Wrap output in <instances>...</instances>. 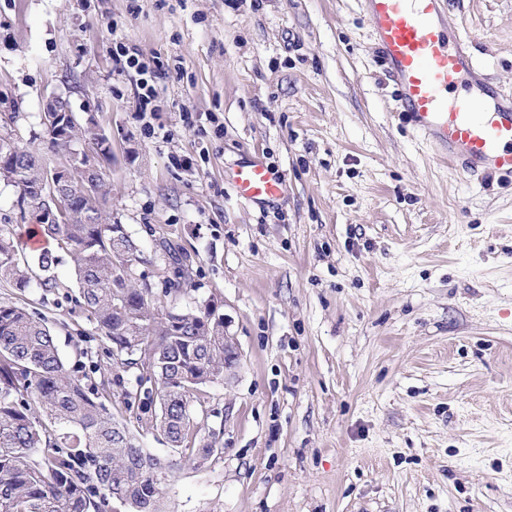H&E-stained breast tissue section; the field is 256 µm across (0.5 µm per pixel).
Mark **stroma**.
<instances>
[{
	"label": "stroma",
	"instance_id": "obj_1",
	"mask_svg": "<svg viewBox=\"0 0 512 512\" xmlns=\"http://www.w3.org/2000/svg\"><path fill=\"white\" fill-rule=\"evenodd\" d=\"M447 11L512 96V0ZM53 94L112 142L140 272L160 286L156 242L178 246L186 302L241 352L207 388L224 451L176 473L170 512H512V180L398 118L358 0H0V134L46 151ZM256 156L286 183L268 205L224 177ZM29 298L68 364L96 349L64 293Z\"/></svg>",
	"mask_w": 512,
	"mask_h": 512
}]
</instances>
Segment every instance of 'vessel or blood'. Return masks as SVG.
<instances>
[{
  "mask_svg": "<svg viewBox=\"0 0 512 512\" xmlns=\"http://www.w3.org/2000/svg\"><path fill=\"white\" fill-rule=\"evenodd\" d=\"M373 24L376 55L395 87L396 110L451 168L484 178H512V97L485 88L480 62L448 22L447 0H360ZM236 195L254 203L281 197L283 179L261 160L227 171Z\"/></svg>",
  "mask_w": 512,
  "mask_h": 512,
  "instance_id": "vessel-or-blood-1",
  "label": "vessel or blood"
}]
</instances>
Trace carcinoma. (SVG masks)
Here are the masks:
<instances>
[{"label":"carcinoma","mask_w":512,"mask_h":512,"mask_svg":"<svg viewBox=\"0 0 512 512\" xmlns=\"http://www.w3.org/2000/svg\"><path fill=\"white\" fill-rule=\"evenodd\" d=\"M48 150L68 163L95 145L91 181L51 184L45 155L0 137V179L19 189L20 219L35 221L45 245L28 253L0 227V283L21 292L53 293L63 284L59 252L69 253L78 297L73 314L98 334L91 377L79 363L68 367L49 319L29 311L27 301L0 302V512H165L169 482L179 463L161 461L132 423L157 432L181 460L200 466L220 451L221 431L200 437L193 407L204 388L224 378V315L208 301L179 309L184 288L163 280L154 291L137 274L140 244L125 225L106 215L111 192L107 170L112 144L93 122L72 115L43 118ZM64 196L65 220L45 218ZM168 265L186 275L184 257L159 241ZM133 372L136 390L118 391ZM143 394L159 406L155 419L131 411Z\"/></svg>","instance_id":"1"}]
</instances>
